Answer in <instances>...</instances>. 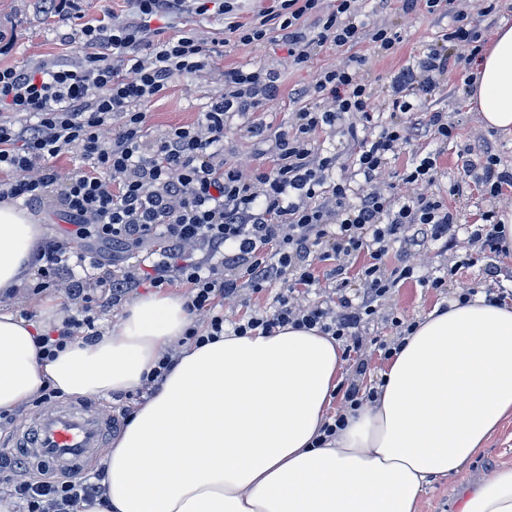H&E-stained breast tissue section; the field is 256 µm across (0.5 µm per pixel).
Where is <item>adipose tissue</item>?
Masks as SVG:
<instances>
[{
  "label": "adipose tissue",
  "mask_w": 512,
  "mask_h": 512,
  "mask_svg": "<svg viewBox=\"0 0 512 512\" xmlns=\"http://www.w3.org/2000/svg\"><path fill=\"white\" fill-rule=\"evenodd\" d=\"M471 100L485 127L512 136V26L479 56ZM42 234L37 217L0 202V410L47 385L67 397L133 390L179 349L113 442L107 504L91 512H418L426 486L459 474L512 418V305L481 295L418 316L373 399L319 448L343 360L314 328L228 331L200 347L182 340L183 297L156 291L102 336L41 360L59 302L33 321L5 297L28 284ZM459 512H512V467L468 490Z\"/></svg>",
  "instance_id": "obj_1"
}]
</instances>
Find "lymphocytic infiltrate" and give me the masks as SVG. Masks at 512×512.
Instances as JSON below:
<instances>
[{
	"mask_svg": "<svg viewBox=\"0 0 512 512\" xmlns=\"http://www.w3.org/2000/svg\"><path fill=\"white\" fill-rule=\"evenodd\" d=\"M43 3L73 19L91 50L79 64L61 59L48 68L0 67V170L10 175L0 181V201L33 209L54 205L74 226L72 236L42 239L27 288L32 296L59 291L69 301L61 321L38 342L43 358H55L74 336H98L99 312L122 306L139 289L179 283L187 288L185 308L193 321L187 336L195 344L216 340L228 326L244 335L290 324L344 341L356 359L341 385L342 407H359V378L368 367L359 354L368 325L400 281L416 277L447 289L448 275L417 276L414 259L430 244L450 247L456 226L445 201L420 190L435 179V155L415 156L400 172L414 194L398 198L377 183L389 156L409 141L454 138L446 113L417 111L413 99L478 53L479 30L459 23L416 63L403 65L389 85L397 118L369 138H359L347 122L352 114L372 122L379 109L359 78L362 57L319 71L296 96L328 97L330 108L300 107L269 164L246 176L224 159V127L230 117L278 96L275 72L225 71L223 94L196 123L152 135L146 105L166 93L174 75L199 72L212 58V47L195 30L147 35L146 17L181 14L187 0H138V18L113 22L84 20L79 0ZM353 3L336 0L327 11L321 0H280L224 29L245 46L277 36L298 65L329 42L349 47L367 39L394 53L401 35L365 29ZM339 128L360 141L348 178L337 176L335 154L319 151L314 141L317 132ZM64 154L80 158L86 171L62 176L53 161ZM355 175L363 191L352 187ZM82 236L119 248L106 276L77 275L79 267L103 264L101 255L74 247ZM275 284L282 291L272 310L229 322L217 309L218 300L235 301ZM103 493L86 476L22 480L12 489L25 512H76Z\"/></svg>",
	"mask_w": 512,
	"mask_h": 512,
	"instance_id": "1",
	"label": "lymphocytic infiltrate"
}]
</instances>
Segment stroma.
Returning <instances> with one entry per match:
<instances>
[{"label": "stroma", "instance_id": "obj_1", "mask_svg": "<svg viewBox=\"0 0 512 512\" xmlns=\"http://www.w3.org/2000/svg\"><path fill=\"white\" fill-rule=\"evenodd\" d=\"M356 7L369 26L386 27L403 34L404 40L394 54H381L367 41L352 49L326 44L315 50L308 63L298 66L278 39H270L259 46L226 41L224 16L215 10L201 16L188 11L176 18L152 20L151 30L162 32L166 37L195 29L205 41L222 42L223 54L211 68L174 76L165 97L147 105L151 132L195 123L211 99L222 93L225 70L256 65L271 69L281 81L278 98L262 102L251 114L234 116L224 131L225 161L250 170L267 163L278 137L290 131L292 114L298 107L294 90L308 87L317 71L341 66L355 52L365 59L362 70L365 83L382 103V112L376 115L374 124L358 131L359 138L368 137L377 134L380 127L391 120L388 86L393 74L404 64L416 61L430 44L437 42L451 27L454 16L465 14L470 26L480 30L486 41L492 39L501 25H512V0H499L497 12L488 16L483 15L480 0H450L444 16L421 11L403 14L397 0H358ZM73 28L72 21L66 17L43 12L40 0H0V32L11 41L10 50L0 54V66L46 65L60 58L83 61L88 49L74 37ZM472 72L469 66L452 70L441 78L433 92L414 99L416 107L422 111L447 113L457 126L456 137L445 142L414 141L405 145L399 155L389 159L384 175L385 183L392 186L394 193L403 195L406 188L398 181L397 172L415 152L435 153L437 175L427 191L443 198L456 214L458 223L464 225L480 224L486 211L498 212L512 205L507 198H492L480 181L479 165L484 149H492L501 168L512 170V136L484 128L479 123L469 98ZM256 122L266 126L265 139L253 136L251 127ZM457 182L462 185L461 192L451 193V185ZM490 260L501 268L500 287L512 290V248L484 258L478 247L471 245L468 233L462 231L452 249L442 250L435 243L429 246L425 258L432 272L461 265V285L478 289L489 285L484 267ZM459 294V288L441 293L413 278L393 288L386 310L409 322L433 307H447ZM508 465L512 466V420L503 423L483 451L465 465L460 474L451 479L434 480L421 497L419 512H457L461 493Z\"/></svg>", "mask_w": 512, "mask_h": 512}]
</instances>
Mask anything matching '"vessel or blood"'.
I'll list each match as a JSON object with an SVG mask.
<instances>
[{
    "label": "vessel or blood",
    "mask_w": 512,
    "mask_h": 512,
    "mask_svg": "<svg viewBox=\"0 0 512 512\" xmlns=\"http://www.w3.org/2000/svg\"><path fill=\"white\" fill-rule=\"evenodd\" d=\"M113 427L111 414L97 403L73 402L36 413L12 449L37 469L81 476L99 461Z\"/></svg>",
    "instance_id": "b4317fda"
}]
</instances>
